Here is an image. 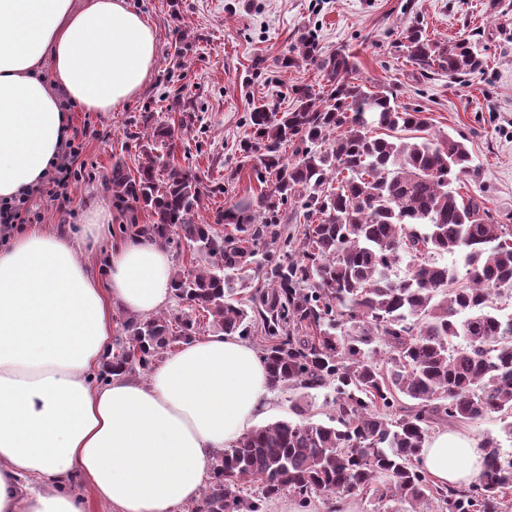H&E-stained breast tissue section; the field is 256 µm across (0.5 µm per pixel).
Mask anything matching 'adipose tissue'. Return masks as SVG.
I'll return each instance as SVG.
<instances>
[{
    "label": "adipose tissue",
    "mask_w": 512,
    "mask_h": 512,
    "mask_svg": "<svg viewBox=\"0 0 512 512\" xmlns=\"http://www.w3.org/2000/svg\"><path fill=\"white\" fill-rule=\"evenodd\" d=\"M156 54L127 0H0V203L40 184L65 139L63 103L119 109ZM111 221L95 202L76 231L0 225V512H85L76 481L110 512H177L200 499L214 458L274 411L259 354L236 336L185 345L147 380L95 383L115 310L151 315L172 298L167 250L109 237ZM422 457L454 486L477 476L484 450L443 430Z\"/></svg>",
    "instance_id": "ef3b65f1"
}]
</instances>
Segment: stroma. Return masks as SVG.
<instances>
[{
    "label": "stroma",
    "mask_w": 512,
    "mask_h": 512,
    "mask_svg": "<svg viewBox=\"0 0 512 512\" xmlns=\"http://www.w3.org/2000/svg\"><path fill=\"white\" fill-rule=\"evenodd\" d=\"M154 27L157 60L147 86L113 112L75 108L71 123L85 131L87 170L68 213L32 197L39 224H79L90 202L104 201L102 181L116 158L136 168L139 151L127 131L142 116L176 132V165L223 179L224 195L206 202L205 215L263 186L239 145L249 136L246 118L263 106L285 111L291 86H320L309 65L281 69L300 33L314 31L321 47L349 50L366 86L397 87L401 102L421 109L430 135L464 137L478 167L460 190L486 199L499 223L512 225V0H128ZM420 25L448 43L476 41L486 66L466 80L421 77L397 48L402 34ZM282 419L303 408L313 421L332 412L323 397L303 389L274 393Z\"/></svg>",
    "instance_id": "1"
}]
</instances>
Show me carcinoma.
<instances>
[{"label": "carcinoma", "instance_id": "carcinoma-1", "mask_svg": "<svg viewBox=\"0 0 512 512\" xmlns=\"http://www.w3.org/2000/svg\"><path fill=\"white\" fill-rule=\"evenodd\" d=\"M399 48L422 76L484 70L471 41L443 45L416 25ZM301 63L326 88L295 86L289 111L248 115L240 151L258 156L253 171L267 185L255 200L202 216L224 183L166 158L171 126L129 134L141 155L136 173L118 158L104 180L119 232L184 242L193 266L172 272L179 313L121 314L97 380L151 371L199 338L206 319L217 333L260 339L271 390L333 394L329 422L279 420L224 449L188 512H266L285 492L307 507L363 491L406 512H509L512 455L496 437L484 439L482 470L464 487L435 484L420 459L437 424L497 414L512 439V318L489 301L512 292V225L495 223L483 198L459 194L476 171L464 139L424 136L419 109L389 86L359 83L354 57L323 50L310 32L280 67ZM141 212L149 223H139ZM218 224L230 230L220 234ZM448 254L465 270L450 293ZM404 261L408 273L394 276ZM251 270L264 285L252 286Z\"/></svg>", "mask_w": 512, "mask_h": 512}]
</instances>
